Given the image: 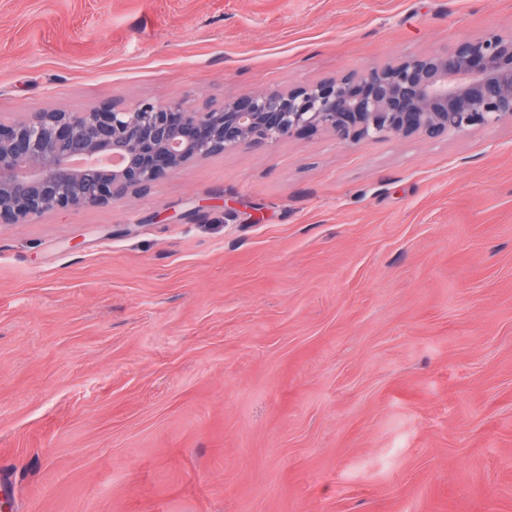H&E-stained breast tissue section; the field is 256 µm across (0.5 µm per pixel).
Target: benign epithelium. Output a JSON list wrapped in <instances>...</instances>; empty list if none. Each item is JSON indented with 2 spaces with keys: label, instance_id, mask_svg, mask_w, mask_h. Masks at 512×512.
<instances>
[{
  "label": "benign epithelium",
  "instance_id": "7a95c632",
  "mask_svg": "<svg viewBox=\"0 0 512 512\" xmlns=\"http://www.w3.org/2000/svg\"><path fill=\"white\" fill-rule=\"evenodd\" d=\"M512 123V33L459 40L286 92L188 110L179 102L104 103L86 112L0 120V224L106 205L145 192L195 159L324 130L368 137L464 135Z\"/></svg>",
  "mask_w": 512,
  "mask_h": 512
}]
</instances>
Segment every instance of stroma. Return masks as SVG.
<instances>
[{"mask_svg":"<svg viewBox=\"0 0 512 512\" xmlns=\"http://www.w3.org/2000/svg\"><path fill=\"white\" fill-rule=\"evenodd\" d=\"M512 0H0V119L191 107ZM8 512H512V123L328 132L0 226Z\"/></svg>","mask_w":512,"mask_h":512,"instance_id":"obj_1","label":"stroma"}]
</instances>
